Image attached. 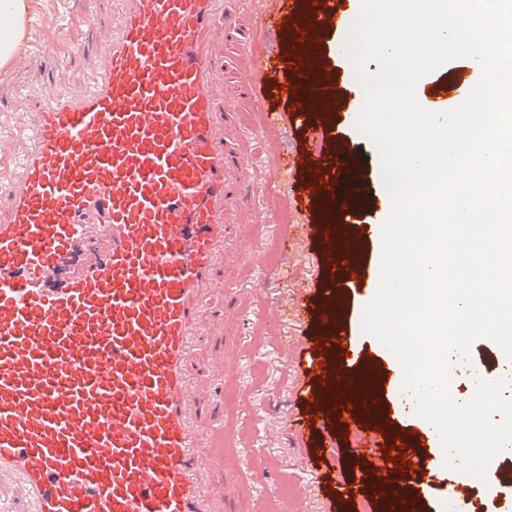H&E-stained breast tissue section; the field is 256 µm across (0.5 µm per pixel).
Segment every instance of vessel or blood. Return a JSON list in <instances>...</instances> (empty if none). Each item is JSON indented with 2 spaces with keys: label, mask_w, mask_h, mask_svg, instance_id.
Instances as JSON below:
<instances>
[{
  "label": "vessel or blood",
  "mask_w": 512,
  "mask_h": 512,
  "mask_svg": "<svg viewBox=\"0 0 512 512\" xmlns=\"http://www.w3.org/2000/svg\"><path fill=\"white\" fill-rule=\"evenodd\" d=\"M112 39L90 89L25 94L33 108L19 157L0 164V475L12 478L18 512H215L217 473L242 458L209 462L224 433L192 394L191 352L212 328L195 309L224 250V115L236 108L206 42L240 0H118ZM307 35L303 68L270 52L236 55L262 132L297 125L308 165L301 237L328 233L322 287L294 303L300 327L318 321L319 344L298 339L309 370L326 362L325 384L296 398L304 413L286 427L297 441L325 429L321 415L345 408L336 433L354 468L336 498L367 512H425L438 462L419 435L388 420L386 372L350 346L356 294L369 249L353 215L374 209L363 154L339 133L345 76L329 70L326 31L352 22L344 0H278L257 17L263 33ZM407 459L400 474L384 456Z\"/></svg>",
  "instance_id": "vessel-or-blood-1"
}]
</instances>
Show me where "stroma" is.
I'll use <instances>...</instances> for the list:
<instances>
[{
  "label": "stroma",
  "mask_w": 512,
  "mask_h": 512,
  "mask_svg": "<svg viewBox=\"0 0 512 512\" xmlns=\"http://www.w3.org/2000/svg\"><path fill=\"white\" fill-rule=\"evenodd\" d=\"M29 5L30 19L38 23L45 49L31 53L23 63L10 62L0 67V100L15 104L13 111L0 112V150L8 155L21 153L27 147L17 132L30 122L31 109L20 102V95L30 87L51 95L61 82L72 94L87 91L108 48L118 8L116 0H29ZM67 24L84 36L86 51L59 73L51 67L48 56L61 44L59 26ZM478 80V66L471 59L459 58L422 77L416 91L426 95L435 85H447L450 94L437 106L443 112L455 107L456 91L470 92ZM363 101L362 89L350 92L340 131L368 154V187L379 195L383 192L379 155L351 123ZM260 114L257 104L239 102L231 127L242 140L251 176L248 183L231 188L228 243L215 282L228 294L240 289L248 291L247 306L225 315L221 336L203 341L192 356V375L210 384L201 394L202 403L223 407L224 426L234 434L241 455L267 464L260 474L248 468L229 475L233 494L224 512H279L283 504L288 512H357L355 505L336 501L330 492L315 488L316 483H330L338 470L348 469L345 448L331 447L327 438L318 436L308 439L302 447L283 428L300 407L295 394L306 379L293 351L295 339L304 331L286 310L317 284L316 245L309 239L293 240L289 250L280 251L278 264L263 279L248 261L247 251L264 254L278 249L285 225L298 224L305 214L300 190L303 171L274 181L269 178L276 150L294 148L298 135L289 129L274 140L265 141L259 133ZM270 304L282 309V316L271 329L257 328V318ZM304 333L318 336V324H311ZM228 340L240 347L238 379L229 386L215 367ZM269 483L289 487L286 503L267 497L263 487Z\"/></svg>",
  "instance_id": "35a3bbf8"
}]
</instances>
